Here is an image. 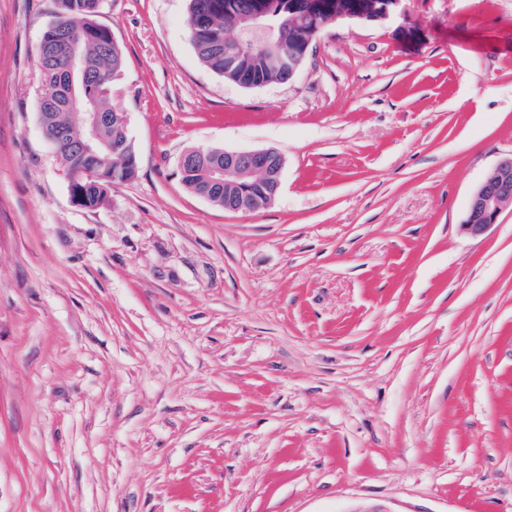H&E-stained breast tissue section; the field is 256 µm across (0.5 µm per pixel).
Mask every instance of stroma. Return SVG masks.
I'll return each mask as SVG.
<instances>
[{"label":"stroma","instance_id":"1","mask_svg":"<svg viewBox=\"0 0 512 512\" xmlns=\"http://www.w3.org/2000/svg\"><path fill=\"white\" fill-rule=\"evenodd\" d=\"M187 0H102L135 176L76 205L38 118L53 0H0V512H512V0L339 21L293 83L198 59ZM275 148V202L183 186ZM219 151L224 164L210 163L211 154ZM194 165L207 167L208 179L224 186L214 190L210 199L207 192L199 197L228 213H255L268 208L275 201L285 165L284 155L275 149L227 150L198 147L185 152L179 159L180 176ZM506 209H512V153L501 157L474 190L462 227L472 237L483 236Z\"/></svg>","mask_w":512,"mask_h":512}]
</instances>
